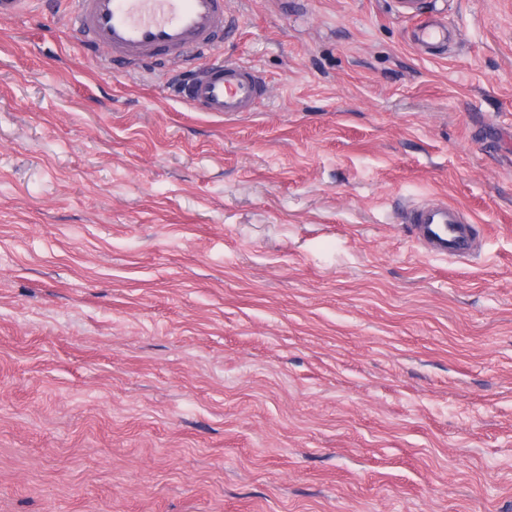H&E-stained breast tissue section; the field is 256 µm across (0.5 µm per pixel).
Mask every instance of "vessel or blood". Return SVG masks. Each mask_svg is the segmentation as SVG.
<instances>
[{
  "mask_svg": "<svg viewBox=\"0 0 512 512\" xmlns=\"http://www.w3.org/2000/svg\"><path fill=\"white\" fill-rule=\"evenodd\" d=\"M70 25L87 49L136 65L144 61L199 62L183 85V103L197 112L254 111L267 95L258 69L222 59L233 20L226 0H71ZM447 22L417 23L422 49L447 41ZM417 242L434 256L468 260L482 244V228L463 209L443 202L415 204L408 213Z\"/></svg>",
  "mask_w": 512,
  "mask_h": 512,
  "instance_id": "obj_1",
  "label": "vessel or blood"
}]
</instances>
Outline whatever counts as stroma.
Returning a JSON list of instances; mask_svg holds the SVG:
<instances>
[{
	"instance_id": "1",
	"label": "stroma",
	"mask_w": 512,
	"mask_h": 512,
	"mask_svg": "<svg viewBox=\"0 0 512 512\" xmlns=\"http://www.w3.org/2000/svg\"><path fill=\"white\" fill-rule=\"evenodd\" d=\"M230 8L235 116L0 22V512H512V0ZM413 40L421 49H431L440 42L448 41V23L420 21L414 28ZM417 242L436 257L468 260L482 244V228L463 209L443 201L415 204L408 213Z\"/></svg>"
}]
</instances>
